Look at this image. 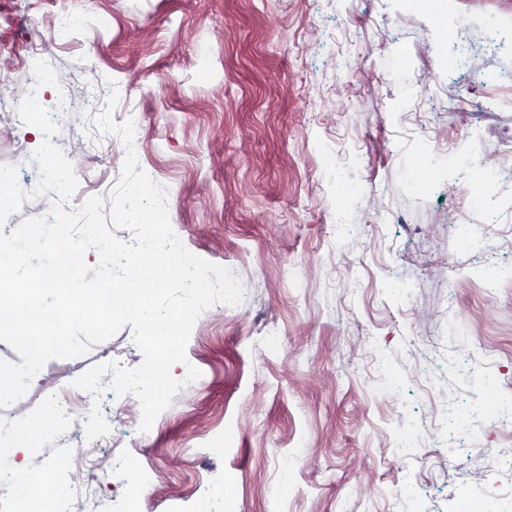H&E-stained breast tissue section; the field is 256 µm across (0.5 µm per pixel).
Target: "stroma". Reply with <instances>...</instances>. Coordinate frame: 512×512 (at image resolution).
<instances>
[{"instance_id":"1","label":"stroma","mask_w":512,"mask_h":512,"mask_svg":"<svg viewBox=\"0 0 512 512\" xmlns=\"http://www.w3.org/2000/svg\"><path fill=\"white\" fill-rule=\"evenodd\" d=\"M68 0H0V45L24 52L30 32L46 30ZM453 4L474 26L499 29L493 81L455 64L435 12L404 16L402 0H87L90 32L56 50L53 65L85 104V56L98 57L100 81L119 87L117 112L144 120L142 164L166 192L171 227L191 253L235 265L251 301L210 307L196 321L186 359L202 383L177 392L149 434L113 427L137 461L156 473L139 492L140 512H182L207 473L224 476L232 512H455L463 489L512 479L496 460L512 457V431L469 379L488 370L512 395V286L487 296V261L512 275V176L491 187L478 209L456 210L465 183L447 152L426 156L428 128L414 115L446 103L434 128L472 158L491 145L462 139L484 125L512 148V0H434ZM444 67L428 71L433 56ZM360 115L341 104L357 85ZM56 90L38 100L51 110L75 174L114 161L92 122L72 125L55 111ZM497 108L488 111V98ZM362 151L354 168L333 169L338 148ZM344 210L353 234L332 239ZM481 224L491 254L464 250L458 229ZM306 277L288 278L290 263ZM414 290L410 307L399 279ZM283 345L252 346L269 324ZM131 326L81 357L51 359L49 376L74 379L115 362ZM383 354L400 375L385 392L370 373ZM467 409L462 449L447 456L435 425L448 407ZM422 424L413 455L392 446L403 419ZM229 429L219 454L205 444Z\"/></svg>"}]
</instances>
